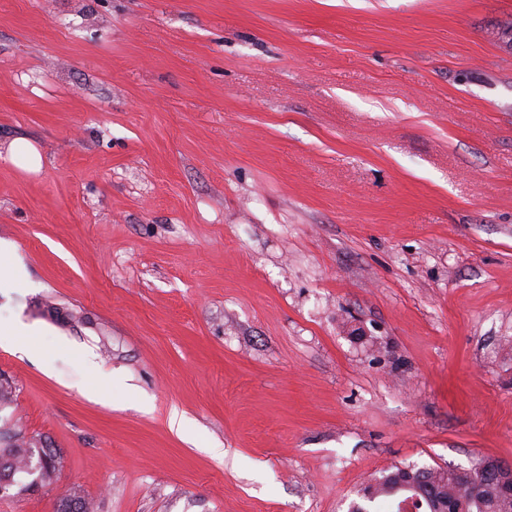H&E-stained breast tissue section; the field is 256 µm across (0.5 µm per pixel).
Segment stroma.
<instances>
[{"label": "stroma", "instance_id": "obj_1", "mask_svg": "<svg viewBox=\"0 0 512 512\" xmlns=\"http://www.w3.org/2000/svg\"><path fill=\"white\" fill-rule=\"evenodd\" d=\"M512 0H0V320L51 486L348 512L512 462ZM183 416V430L171 427ZM13 164L16 168L27 172H36L41 169L42 156L39 149L26 139H15L5 149H1L0 160Z\"/></svg>", "mask_w": 512, "mask_h": 512}]
</instances>
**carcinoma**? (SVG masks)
<instances>
[{"label": "carcinoma", "instance_id": "obj_1", "mask_svg": "<svg viewBox=\"0 0 512 512\" xmlns=\"http://www.w3.org/2000/svg\"><path fill=\"white\" fill-rule=\"evenodd\" d=\"M491 459L480 460L461 472L455 468L407 466L382 473L364 487V506L355 504L352 512H400L396 507L399 494L414 497V512H443L451 507L458 512H512V498L499 489V481L483 472ZM26 473L32 481L23 487L35 491L55 483L57 451L42 445L41 439L26 433L19 423L0 428V477L11 478ZM97 504L84 494L71 500L61 496L56 512H97Z\"/></svg>", "mask_w": 512, "mask_h": 512}]
</instances>
